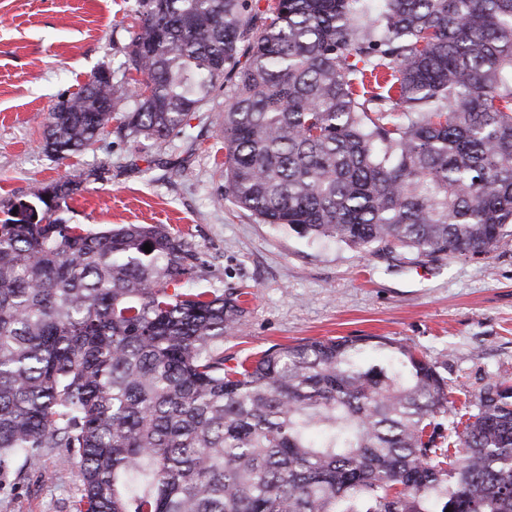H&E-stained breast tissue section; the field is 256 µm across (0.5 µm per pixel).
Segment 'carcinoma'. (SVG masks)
Here are the masks:
<instances>
[{"instance_id": "obj_1", "label": "carcinoma", "mask_w": 512, "mask_h": 512, "mask_svg": "<svg viewBox=\"0 0 512 512\" xmlns=\"http://www.w3.org/2000/svg\"><path fill=\"white\" fill-rule=\"evenodd\" d=\"M122 78L49 113L43 149L112 120L162 143L225 91L224 193L364 255L466 256L512 224V0H138ZM60 180L0 222V491L67 449L72 512H512V378L453 388L385 336L224 365L237 298L179 283L167 224L66 223ZM150 244L151 252L143 250Z\"/></svg>"}]
</instances>
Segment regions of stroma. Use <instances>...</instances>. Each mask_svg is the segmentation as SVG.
I'll return each mask as SVG.
<instances>
[{
    "label": "stroma",
    "mask_w": 512,
    "mask_h": 512,
    "mask_svg": "<svg viewBox=\"0 0 512 512\" xmlns=\"http://www.w3.org/2000/svg\"><path fill=\"white\" fill-rule=\"evenodd\" d=\"M137 0H0V203L34 201L56 180L83 188L68 223L168 224L199 258L193 287L238 296L244 314L224 338V363L269 347L385 336L435 364L463 402L512 375V242L488 254L362 255L259 223L224 196V108L215 95L165 143L111 133L66 159L41 141L55 104L125 59ZM57 448L30 478L0 492V512H70L79 481Z\"/></svg>",
    "instance_id": "1"
}]
</instances>
